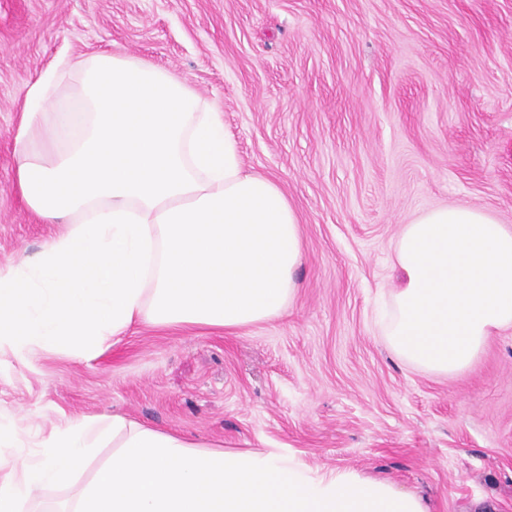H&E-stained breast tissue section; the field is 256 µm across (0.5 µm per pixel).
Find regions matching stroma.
<instances>
[{
  "instance_id": "1",
  "label": "stroma",
  "mask_w": 512,
  "mask_h": 512,
  "mask_svg": "<svg viewBox=\"0 0 512 512\" xmlns=\"http://www.w3.org/2000/svg\"><path fill=\"white\" fill-rule=\"evenodd\" d=\"M121 51L224 112L245 171L296 209L288 317L134 326L94 358L0 355V419L37 443L120 413L201 443L393 480L430 512H512V331L464 371L416 369L378 320L401 224L467 206L512 225V0H0V266L63 232L15 173L26 83Z\"/></svg>"
}]
</instances>
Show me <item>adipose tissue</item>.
Returning a JSON list of instances; mask_svg holds the SVG:
<instances>
[{
	"label": "adipose tissue",
	"mask_w": 512,
	"mask_h": 512,
	"mask_svg": "<svg viewBox=\"0 0 512 512\" xmlns=\"http://www.w3.org/2000/svg\"><path fill=\"white\" fill-rule=\"evenodd\" d=\"M15 164L29 209L65 230L0 268V350L84 361L137 324L234 331L291 309L299 217L274 180L244 172L221 108L175 74L119 51L60 60L26 87ZM394 257L381 332L411 366L460 372L512 329L511 225L431 208L402 225ZM0 512L430 510L388 479L101 414L33 450L0 421Z\"/></svg>",
	"instance_id": "1"
}]
</instances>
